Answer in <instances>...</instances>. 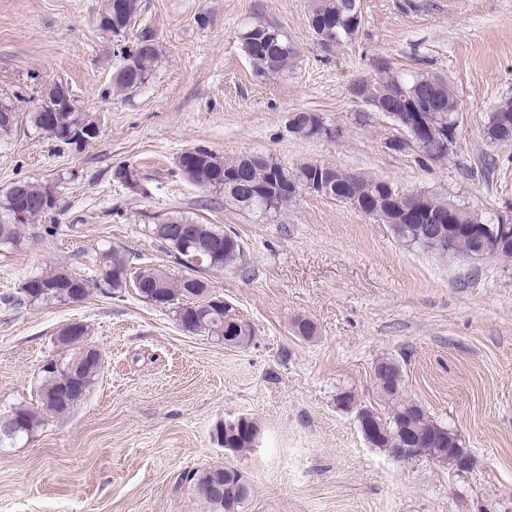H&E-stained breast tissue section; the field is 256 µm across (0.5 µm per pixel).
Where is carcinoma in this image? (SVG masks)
I'll use <instances>...</instances> for the list:
<instances>
[{"label":"carcinoma","mask_w":512,"mask_h":512,"mask_svg":"<svg viewBox=\"0 0 512 512\" xmlns=\"http://www.w3.org/2000/svg\"><path fill=\"white\" fill-rule=\"evenodd\" d=\"M131 12L122 19H98V26L112 36L129 25L137 13L138 0H130ZM350 0H314L308 14V23L325 22L327 29L325 47L333 49L356 39L361 22L350 24L347 5ZM240 46L248 58L252 70L259 76H280L288 73L294 63L296 51L281 30L270 24L256 23L245 27L239 36ZM121 57L113 74L112 85L116 92L128 94L137 84L149 81L160 58L159 45L144 49L137 45L132 49L120 48ZM390 69L384 76H375L371 81L357 82L361 93L374 101H382L391 112H419L423 102L419 98L429 91L437 95L429 101L432 112L441 124L452 125L457 120L458 103L452 89L442 78L426 72H410L399 68L386 55H376L370 61L372 71L381 67ZM56 126L64 129L77 123L94 129L100 126L95 115L81 106L66 112L50 109ZM297 135L310 138L311 127H321L317 112L298 113ZM17 125L15 110L7 103H0V134L9 133ZM512 133V97L502 98L487 114L484 134L492 143ZM448 139L433 138L418 145L408 141L389 140L387 148L394 151L414 149L421 162L442 164L454 150L448 149ZM201 171L190 182L224 194V206L252 212L266 220L282 216L302 195V184L314 173L328 186L331 199L342 196L359 197L372 207L380 208L376 221L388 226L395 238L412 246H418L440 255L478 256L483 250L491 251V257L512 262V223L492 224V238L482 239L470 228H483L487 221L476 210L460 206L453 201L426 193L428 213L431 217L448 215V208L455 210V223L430 224L419 221L413 224L394 222L397 212L415 205L416 194L390 200L389 183L383 178L347 172L331 163H320L315 170L304 164L288 169L280 163L262 155H242L224 158L212 151L197 147ZM58 211V196L51 186L33 181H18L0 201V249L9 251L25 241V234L50 235L58 229L56 224H42L40 220L54 216ZM175 226H183L190 234V241L204 258L201 268L184 267L181 274L172 277L156 267L132 269L130 256L115 246L99 252L96 260L98 277L84 278L65 266H50L42 273L27 279L15 295L4 298V304L13 307L70 302L71 292L77 290L87 298L93 285L104 287L111 295L121 296L132 289L142 301L155 307L167 308L174 314L179 325L193 333L205 336H223L234 342V346L248 345L254 336L253 325L238 315L234 308L211 287L207 275L229 268H240L245 258L244 247L237 235L226 232L214 224H198L187 217H171L160 224L148 225L150 235L174 258L182 255L183 241L172 237ZM58 347L65 351L62 362L50 361L43 366V377L33 403L20 404L11 409V414L22 422L21 436L29 437L54 418L69 414L82 403L91 387L103 373V362H86L77 371L82 388L81 396L67 401L70 375L65 371L67 363L81 350L82 341L55 338ZM376 385L382 395L391 402L385 413L370 407L365 420L371 425L368 444L399 460H411L410 448H451L454 446L453 431L427 414L417 402L400 397L403 370L393 359H382L374 367ZM258 431L256 423L248 417L226 420L215 426L212 436L220 446L242 451L252 444ZM247 484L248 492L253 486L242 471L231 465L211 466L194 480V489L213 508L214 512H240L248 499L239 493V483Z\"/></svg>","instance_id":"carcinoma-1"}]
</instances>
